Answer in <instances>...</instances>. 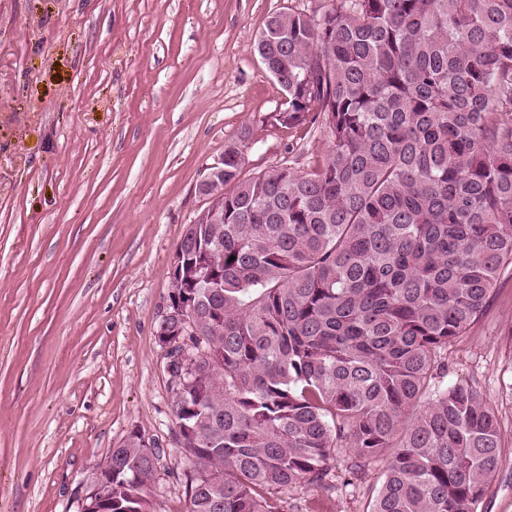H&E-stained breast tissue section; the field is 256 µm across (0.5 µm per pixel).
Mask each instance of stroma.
<instances>
[{"label": "stroma", "instance_id": "obj_1", "mask_svg": "<svg viewBox=\"0 0 512 512\" xmlns=\"http://www.w3.org/2000/svg\"><path fill=\"white\" fill-rule=\"evenodd\" d=\"M319 0H0V512H82L89 476L139 431L160 454L157 512H186L157 332L211 165L254 127L245 173L327 149L260 125L284 92L255 42L275 11ZM512 435V271L448 350ZM301 486L302 512H369L384 460ZM477 512H512V447Z\"/></svg>", "mask_w": 512, "mask_h": 512}]
</instances>
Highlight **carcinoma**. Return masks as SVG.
Listing matches in <instances>:
<instances>
[{"label": "carcinoma", "instance_id": "obj_1", "mask_svg": "<svg viewBox=\"0 0 512 512\" xmlns=\"http://www.w3.org/2000/svg\"><path fill=\"white\" fill-rule=\"evenodd\" d=\"M257 51L287 95L265 121L328 141L306 171L243 175L224 223L176 248L222 272L175 294L218 311L170 351L186 512H286L350 448L386 449L370 512H477L508 443L496 406L436 384L448 346L512 267V0H321L267 17ZM159 461L112 448V512H156Z\"/></svg>", "mask_w": 512, "mask_h": 512}]
</instances>
